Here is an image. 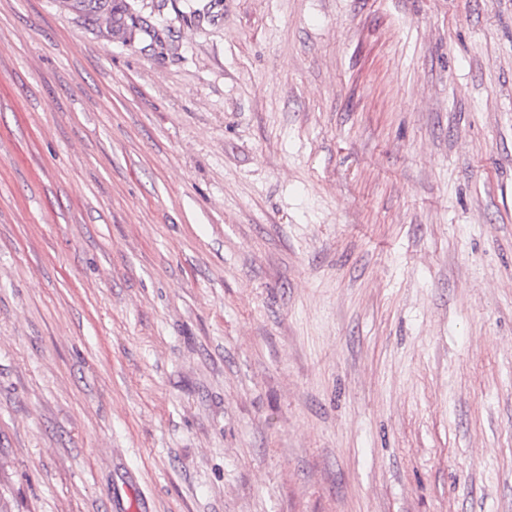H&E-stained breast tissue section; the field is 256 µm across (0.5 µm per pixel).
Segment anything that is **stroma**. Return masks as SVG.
Segmentation results:
<instances>
[{
  "instance_id": "obj_1",
  "label": "stroma",
  "mask_w": 512,
  "mask_h": 512,
  "mask_svg": "<svg viewBox=\"0 0 512 512\" xmlns=\"http://www.w3.org/2000/svg\"><path fill=\"white\" fill-rule=\"evenodd\" d=\"M0 0V506L512 512V0ZM67 7L104 29L107 37L130 40L136 30V17L126 0H66ZM130 21V23H129Z\"/></svg>"
}]
</instances>
